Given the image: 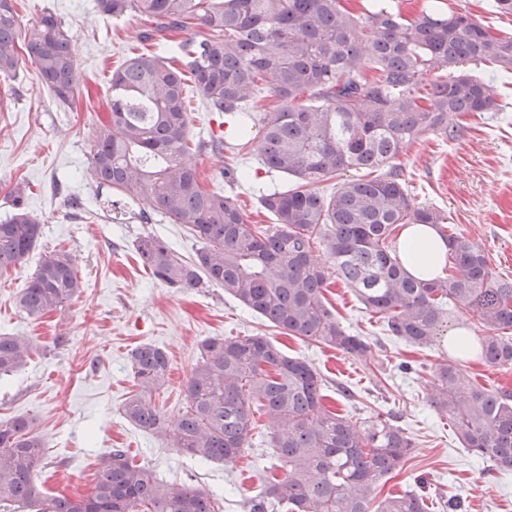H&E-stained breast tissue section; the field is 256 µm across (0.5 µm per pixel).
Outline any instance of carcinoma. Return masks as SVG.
Instances as JSON below:
<instances>
[{
    "mask_svg": "<svg viewBox=\"0 0 512 512\" xmlns=\"http://www.w3.org/2000/svg\"><path fill=\"white\" fill-rule=\"evenodd\" d=\"M392 2L372 0L356 15L343 0H96L104 15L140 17L147 47L111 74L110 112L96 129L89 174L97 193L115 197L112 207L141 200L140 223L159 214L205 242L187 260L157 236L136 241L143 268L171 288L221 287L284 335L362 358L368 341L346 331L325 303L337 279L383 319L389 335L412 346L431 345L452 310L468 312L485 333L484 364L511 368L512 278L495 275L482 246L450 228L441 237L452 272L421 280L387 240L402 224L447 223L443 212L413 202L396 160L412 142L448 138L463 117L498 109L497 87L466 66L491 63L511 73L512 35L492 34L459 11L423 10L408 19ZM16 6L0 0V74L17 71L24 49L55 98L74 101L76 60L63 22L45 14L23 30ZM191 26L199 38L172 40ZM157 47L184 58L206 110L224 118L240 146L253 128L262 132L260 165L292 182L259 191L274 223L253 224L233 194L202 187L190 150L222 151L224 138L190 147L186 75ZM346 171L355 175L336 181ZM21 193L0 222V276L41 235ZM318 245L324 262L313 259ZM82 288L67 256L51 251L18 304L38 321ZM33 350L27 338L0 336V375L25 367ZM129 364L135 390L123 415L190 458L239 456L253 438L255 415L264 418L275 473L243 512H427L422 489L377 499L380 480L413 447L404 430L379 415L360 429L330 410L321 375L275 340H205L173 426L155 402L170 372L167 352L143 343ZM432 383L430 403L448 415L464 448L511 472L512 391H490L447 362L435 367ZM45 447L31 421L0 423V512H222L219 497L169 486L125 448L99 456L86 495H48L37 476Z\"/></svg>",
    "mask_w": 512,
    "mask_h": 512,
    "instance_id": "cac0c4a2",
    "label": "carcinoma"
}]
</instances>
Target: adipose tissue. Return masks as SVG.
I'll return each instance as SVG.
<instances>
[{"label": "adipose tissue", "mask_w": 512, "mask_h": 512, "mask_svg": "<svg viewBox=\"0 0 512 512\" xmlns=\"http://www.w3.org/2000/svg\"><path fill=\"white\" fill-rule=\"evenodd\" d=\"M398 251L404 268L411 275L428 280L439 275L448 247L431 225L410 224L401 232Z\"/></svg>", "instance_id": "obj_1"}]
</instances>
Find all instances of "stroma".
Listing matches in <instances>:
<instances>
[{
  "instance_id": "stroma-1",
  "label": "stroma",
  "mask_w": 512,
  "mask_h": 512,
  "mask_svg": "<svg viewBox=\"0 0 512 512\" xmlns=\"http://www.w3.org/2000/svg\"><path fill=\"white\" fill-rule=\"evenodd\" d=\"M402 14L416 17L423 7L459 10L495 34L512 33V16L493 0H396ZM21 25L46 13L61 19L76 50L79 92L74 103L55 100L41 82L30 57L15 74L0 75V221L11 214V191L27 184V207L41 221L43 236L28 258L0 276V335L32 338L36 349L27 366L0 375V423L32 419L45 441L40 470L54 491L78 493L92 484L99 454L128 449L134 462L152 468L174 488L194 486L218 494L223 512H243L244 501L262 489L272 462L264 436L230 462H197L155 435L126 420L121 406L133 389L128 353L152 343L166 350L171 372L158 403L170 421L186 404L184 385L199 357L202 340L215 336L262 335L284 352L307 360L321 375L328 404L356 424L375 415H394L413 442L402 469L382 479L379 496L398 494L425 481L427 512H444L441 496L459 495L464 512H512V474L466 450L447 415L430 407L429 369L455 360L448 337L455 330L480 337L482 328L465 312L454 311L432 345L416 347L387 335L382 320L366 311L350 289L333 283L328 307L351 333L372 347L363 358L287 337L241 305L223 288L176 290L145 272L134 243L154 234L187 259L202 242L183 225L159 218L149 224L129 216L112 223L95 202L87 174L94 123L106 116L109 78L127 57L140 51L144 24L139 17L115 20L98 13L94 0H18ZM475 75L493 80L500 109L465 122L456 138L433 135L409 145L399 160L417 205L443 211L452 224L486 251L495 273L512 276V75L491 65ZM260 144L238 149L227 141L223 152L193 153L206 185L224 188L225 168L249 172L232 189L251 223H271L258 206L253 184L281 186L261 172ZM79 200L81 209L71 206ZM62 250L85 284L65 309L30 321L19 295L46 252ZM67 337L55 347L54 337Z\"/></svg>"
}]
</instances>
